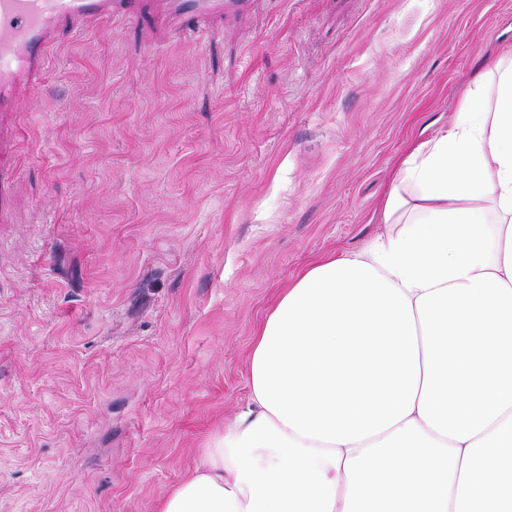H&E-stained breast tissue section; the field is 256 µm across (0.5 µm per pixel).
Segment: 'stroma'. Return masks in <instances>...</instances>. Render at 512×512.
Wrapping results in <instances>:
<instances>
[{
	"mask_svg": "<svg viewBox=\"0 0 512 512\" xmlns=\"http://www.w3.org/2000/svg\"><path fill=\"white\" fill-rule=\"evenodd\" d=\"M512 51V0H247L216 32L59 26L0 112V512H156L309 265Z\"/></svg>",
	"mask_w": 512,
	"mask_h": 512,
	"instance_id": "35a3bbf8",
	"label": "stroma"
}]
</instances>
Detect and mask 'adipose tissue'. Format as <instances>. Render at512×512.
Here are the masks:
<instances>
[{
    "label": "adipose tissue",
    "instance_id": "obj_1",
    "mask_svg": "<svg viewBox=\"0 0 512 512\" xmlns=\"http://www.w3.org/2000/svg\"><path fill=\"white\" fill-rule=\"evenodd\" d=\"M381 219L278 297L245 406L158 512H512V58Z\"/></svg>",
    "mask_w": 512,
    "mask_h": 512
}]
</instances>
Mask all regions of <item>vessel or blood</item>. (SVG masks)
Wrapping results in <instances>:
<instances>
[{"label": "vessel or blood", "mask_w": 512, "mask_h": 512, "mask_svg": "<svg viewBox=\"0 0 512 512\" xmlns=\"http://www.w3.org/2000/svg\"><path fill=\"white\" fill-rule=\"evenodd\" d=\"M137 0H0V112L16 111L18 92L42 75L58 25L74 27L133 12ZM241 0H166L175 30L223 21Z\"/></svg>", "instance_id": "vessel-or-blood-1"}]
</instances>
